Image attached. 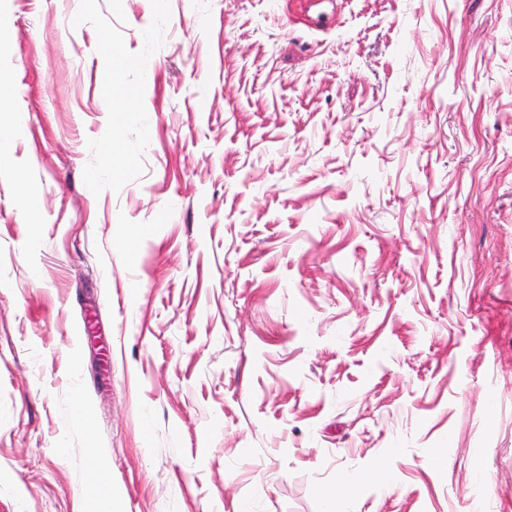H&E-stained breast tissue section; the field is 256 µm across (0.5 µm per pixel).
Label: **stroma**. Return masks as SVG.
I'll return each instance as SVG.
<instances>
[{"instance_id":"35a3bbf8","label":"stroma","mask_w":512,"mask_h":512,"mask_svg":"<svg viewBox=\"0 0 512 512\" xmlns=\"http://www.w3.org/2000/svg\"><path fill=\"white\" fill-rule=\"evenodd\" d=\"M0 74V512H512V0H0Z\"/></svg>"}]
</instances>
